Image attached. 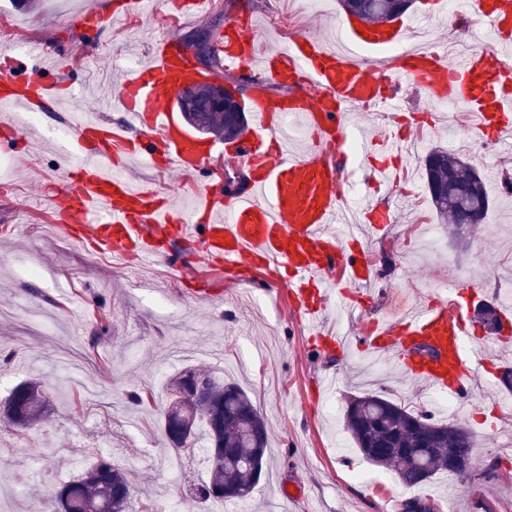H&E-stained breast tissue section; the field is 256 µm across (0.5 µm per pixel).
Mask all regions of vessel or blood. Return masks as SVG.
<instances>
[{
    "mask_svg": "<svg viewBox=\"0 0 512 512\" xmlns=\"http://www.w3.org/2000/svg\"><path fill=\"white\" fill-rule=\"evenodd\" d=\"M145 0H118L115 8H90L74 16L75 25L95 29L115 16L134 19ZM477 24L492 32L496 44L512 43V0H467ZM409 26L357 31L342 26L346 50L331 48L312 36H295L287 48L257 52V33L249 20L227 23L216 35L212 78L223 68L261 73L287 83L288 99L257 93L244 108L251 116L247 133L235 144L234 161L248 173L245 189L224 193L223 183L207 168L216 144L184 129L171 101L197 73L177 38H155L146 60L125 72L109 88V103L132 113L133 126L98 119L76 120L68 144L75 162L44 199L56 224L92 251L130 255L149 263L162 257L163 242L184 244L188 263L253 266L286 288L297 317L309 331L313 352L362 345L375 357L394 358L402 373L431 391L473 403L475 363L463 357L461 315H449L448 301L438 298L420 312L387 321L373 318L363 336H340L321 329L323 315L336 306V288L347 282L366 287L373 270L364 248H352L332 230L343 223L345 208L337 192L338 164L351 127L348 115L371 105L392 113L402 109L398 90L421 88L434 102L460 104L471 119V138L501 144L512 138V70L498 63L494 46L474 44L452 62L432 45L411 49L390 68L364 62L351 48H386L400 43ZM62 68L40 53L0 55V154H12L27 142L21 114L58 112L68 98ZM302 118L310 142L294 148L284 131L286 116ZM378 160L366 180L372 187L397 186L412 159L407 134L386 131L369 143ZM133 160L174 168L195 176L191 208L175 206L165 193L122 177Z\"/></svg>",
    "mask_w": 512,
    "mask_h": 512,
    "instance_id": "1",
    "label": "vessel or blood"
}]
</instances>
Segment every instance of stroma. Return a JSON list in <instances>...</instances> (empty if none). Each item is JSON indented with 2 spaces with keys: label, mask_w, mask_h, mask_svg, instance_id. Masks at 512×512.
Masks as SVG:
<instances>
[{
  "label": "stroma",
  "mask_w": 512,
  "mask_h": 512,
  "mask_svg": "<svg viewBox=\"0 0 512 512\" xmlns=\"http://www.w3.org/2000/svg\"><path fill=\"white\" fill-rule=\"evenodd\" d=\"M231 18L250 16L260 39L277 46L271 18L289 0H240ZM93 0H0V17L18 26V36L37 50H49L68 69L73 85L66 115L96 107L95 72L125 70V34L109 26L108 39L76 27L74 15ZM171 0H148L133 52L144 59L150 41L163 32L185 39L205 27L189 19L179 26L157 23ZM36 150L11 159L9 189H0V402L18 381L40 375L53 386L50 416L39 427H0V486L27 473L10 512H35L66 481L79 476L96 453L111 456L135 482L142 500L158 512H183L185 494L207 477L202 450L186 454L179 474L164 461L170 452L157 418L169 394L165 381L182 368H206L241 386L263 413L269 442L264 473L253 492L238 500V512H403L417 498L434 512H512V416L502 412L506 392L498 369L512 360V342H489L488 361L475 377L477 406L462 411L459 423L477 437L476 475L463 482L440 476L410 488L390 470L368 463L355 450L342 413L349 396L384 389L416 406L431 393L412 386L390 362L371 363L361 352L313 354L285 289L266 287L265 275L248 267L226 269L201 282L185 270L180 246L168 242L165 262L129 267L111 255L92 254L43 223L38 207L41 172L61 173L66 163L50 148L66 136L57 116L36 122ZM465 155L484 177L492 205L482 224L456 245L432 206L428 192L401 196L382 189V201L400 218L367 241L372 257L388 251L392 268L376 280L375 312L394 317L403 306L428 305L444 285L479 283L490 296L512 293V196L493 174L512 171V151L483 155L479 146ZM217 290L215 299L193 298L200 285ZM111 316L110 330L89 346L100 310ZM372 312V313H375ZM372 313L351 305L332 312L328 322L344 331L366 329ZM153 389L156 403L138 412L126 394ZM53 454L42 455L40 447ZM502 467L479 478L488 455Z\"/></svg>",
  "instance_id": "obj_1"
}]
</instances>
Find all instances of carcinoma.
<instances>
[{"instance_id": "1", "label": "carcinoma", "mask_w": 512, "mask_h": 512, "mask_svg": "<svg viewBox=\"0 0 512 512\" xmlns=\"http://www.w3.org/2000/svg\"><path fill=\"white\" fill-rule=\"evenodd\" d=\"M346 12L364 24H382L404 13L413 0H340ZM203 97L196 120L209 133L231 142L242 134L246 115L231 120L207 109ZM426 186L440 217L448 221V234L464 240L490 208L483 176L462 155L444 149L431 150L423 160ZM474 320L490 334L500 322L495 305L485 302L475 310ZM170 399L160 428L174 451L195 445L198 430L205 432L207 479L194 491L197 503L230 501L249 495L259 483L265 464L268 428L259 409L241 387L226 383L197 368H185L167 381ZM49 388L40 379L16 385L0 410L8 423L29 430L46 415ZM344 429L355 448L373 466L394 471L408 487H419L444 475L455 481L448 455L461 452L474 461V434L454 423L429 418L386 394L383 390L352 395L343 415ZM135 488L124 470L97 456L77 479L64 484L50 512H127Z\"/></svg>"}]
</instances>
